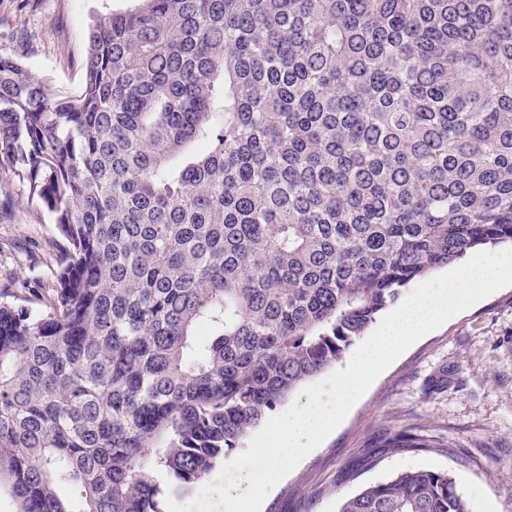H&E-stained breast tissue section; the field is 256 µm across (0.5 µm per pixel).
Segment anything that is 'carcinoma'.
<instances>
[{"label":"carcinoma","instance_id":"carcinoma-1","mask_svg":"<svg viewBox=\"0 0 512 512\" xmlns=\"http://www.w3.org/2000/svg\"><path fill=\"white\" fill-rule=\"evenodd\" d=\"M55 99L0 57L53 301L0 300L15 512H162L412 282L512 242V0H137ZM339 512H470L413 469Z\"/></svg>","mask_w":512,"mask_h":512}]
</instances>
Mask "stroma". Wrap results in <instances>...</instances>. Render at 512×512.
<instances>
[{"label": "stroma", "mask_w": 512, "mask_h": 512, "mask_svg": "<svg viewBox=\"0 0 512 512\" xmlns=\"http://www.w3.org/2000/svg\"><path fill=\"white\" fill-rule=\"evenodd\" d=\"M133 5L0 0V55L55 98L78 95L88 28ZM61 252L49 212L0 170V293L48 301ZM403 434L432 445L388 447ZM424 468L448 472L470 512H512V286L413 343L267 496L264 512H339L363 488Z\"/></svg>", "instance_id": "stroma-1"}]
</instances>
